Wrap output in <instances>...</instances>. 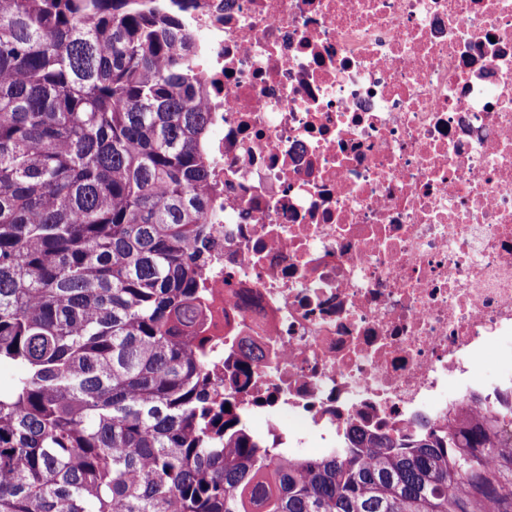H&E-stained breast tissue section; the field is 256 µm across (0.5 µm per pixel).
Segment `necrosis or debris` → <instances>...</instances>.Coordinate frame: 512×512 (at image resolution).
<instances>
[{"instance_id":"obj_1","label":"necrosis or debris","mask_w":512,"mask_h":512,"mask_svg":"<svg viewBox=\"0 0 512 512\" xmlns=\"http://www.w3.org/2000/svg\"><path fill=\"white\" fill-rule=\"evenodd\" d=\"M187 23L219 132L198 325L232 416L324 454L482 413L512 382L476 370L512 357V0H193Z\"/></svg>"}]
</instances>
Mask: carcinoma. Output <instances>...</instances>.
Returning a JSON list of instances; mask_svg holds the SVG:
<instances>
[{
  "label": "carcinoma",
  "mask_w": 512,
  "mask_h": 512,
  "mask_svg": "<svg viewBox=\"0 0 512 512\" xmlns=\"http://www.w3.org/2000/svg\"><path fill=\"white\" fill-rule=\"evenodd\" d=\"M191 0H0V512H512L473 420L280 457L209 389L211 123Z\"/></svg>",
  "instance_id": "obj_1"
}]
</instances>
